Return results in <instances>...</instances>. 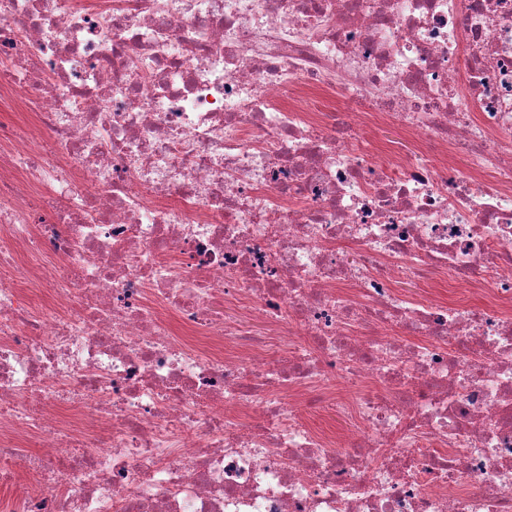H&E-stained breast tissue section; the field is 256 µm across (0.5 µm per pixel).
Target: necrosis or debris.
<instances>
[{"label": "necrosis or debris", "mask_w": 512, "mask_h": 512, "mask_svg": "<svg viewBox=\"0 0 512 512\" xmlns=\"http://www.w3.org/2000/svg\"><path fill=\"white\" fill-rule=\"evenodd\" d=\"M0 487L512 512V0H0Z\"/></svg>", "instance_id": "obj_1"}]
</instances>
